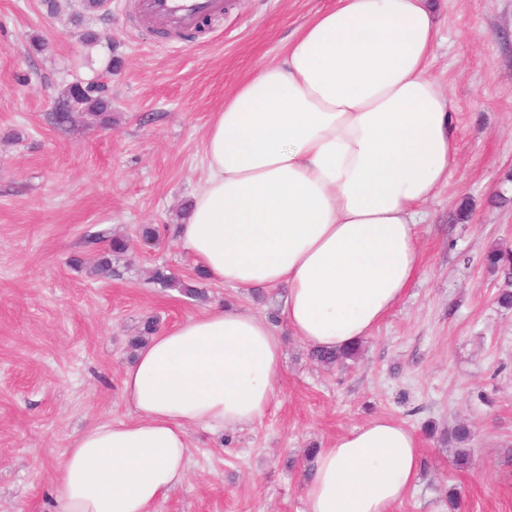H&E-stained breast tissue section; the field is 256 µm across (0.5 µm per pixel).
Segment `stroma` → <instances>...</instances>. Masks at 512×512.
Returning a JSON list of instances; mask_svg holds the SVG:
<instances>
[{
	"instance_id": "stroma-1",
	"label": "stroma",
	"mask_w": 512,
	"mask_h": 512,
	"mask_svg": "<svg viewBox=\"0 0 512 512\" xmlns=\"http://www.w3.org/2000/svg\"><path fill=\"white\" fill-rule=\"evenodd\" d=\"M134 2L105 0L81 22L80 0L55 15L44 0H0V512H53L67 442L129 420L122 373L144 317L164 330L230 301L268 319L286 295L210 282L194 301L154 286L155 266L184 278L197 268L171 238L113 258L109 279L70 260L96 258L99 235L180 223L206 177L212 113L334 0H234L167 38ZM430 6L441 41L429 72L453 101L459 164L425 207L418 276L343 366H317L275 323L270 410L241 430H194L188 476L155 512H305V449L376 416L422 443L416 486L394 512H512V307L484 261L512 249V0ZM94 80L110 90L111 124H58L64 91ZM461 421L465 468L441 440Z\"/></svg>"
}]
</instances>
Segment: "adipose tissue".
Returning <instances> with one entry per match:
<instances>
[{
    "mask_svg": "<svg viewBox=\"0 0 512 512\" xmlns=\"http://www.w3.org/2000/svg\"><path fill=\"white\" fill-rule=\"evenodd\" d=\"M439 39L428 0H336L211 118L177 240L211 281L287 287L280 318L310 347L371 336L420 271L423 209L459 162ZM281 355L271 323L232 306L153 335L123 373L130 421L68 441L55 512H153L186 478L191 430L265 415ZM420 465L417 433L374 417L318 452L306 512H393Z\"/></svg>",
    "mask_w": 512,
    "mask_h": 512,
    "instance_id": "obj_1",
    "label": "adipose tissue"
}]
</instances>
